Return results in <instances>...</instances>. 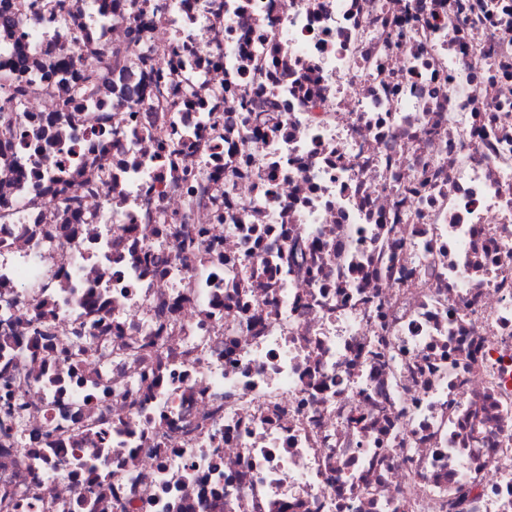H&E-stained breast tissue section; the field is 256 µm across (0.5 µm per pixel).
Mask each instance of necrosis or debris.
Masks as SVG:
<instances>
[{"instance_id": "4bbe7bcc", "label": "necrosis or debris", "mask_w": 512, "mask_h": 512, "mask_svg": "<svg viewBox=\"0 0 512 512\" xmlns=\"http://www.w3.org/2000/svg\"><path fill=\"white\" fill-rule=\"evenodd\" d=\"M42 2L0 512H512V0Z\"/></svg>"}]
</instances>
